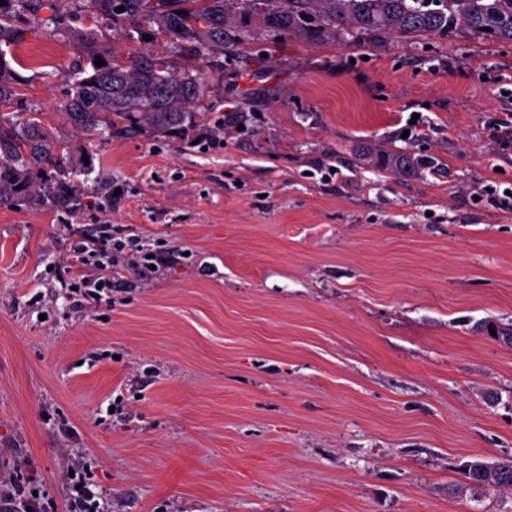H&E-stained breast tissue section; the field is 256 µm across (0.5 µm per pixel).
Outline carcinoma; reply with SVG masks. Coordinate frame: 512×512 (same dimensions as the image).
Returning <instances> with one entry per match:
<instances>
[{
    "label": "carcinoma",
    "instance_id": "carcinoma-1",
    "mask_svg": "<svg viewBox=\"0 0 512 512\" xmlns=\"http://www.w3.org/2000/svg\"><path fill=\"white\" fill-rule=\"evenodd\" d=\"M46 0H4L0 5V205L23 199L40 206L46 197L59 205L80 201L88 174L84 144L114 130L128 134L152 130L187 141L196 125L189 108L202 95L203 79L172 72L170 58L143 55L125 61L105 45L106 30L117 22L140 27V34L167 35L182 50L224 51L238 46L256 29L274 36L327 41L336 33L354 40L370 36L402 39L444 37L465 27L475 34L512 42V0H95L97 16L90 26L67 29L82 63L67 75L64 103L68 122L83 143L63 145L23 98V82L14 66H23L1 46L14 47L32 29H47L54 17H43ZM106 65H97V59ZM378 164L397 174H416L424 160L408 153L386 152ZM478 329L512 347V324L492 319ZM464 477L478 488L512 489V459L467 462Z\"/></svg>",
    "mask_w": 512,
    "mask_h": 512
}]
</instances>
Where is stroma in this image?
<instances>
[{"label":"stroma","instance_id":"35a3bbf8","mask_svg":"<svg viewBox=\"0 0 512 512\" xmlns=\"http://www.w3.org/2000/svg\"><path fill=\"white\" fill-rule=\"evenodd\" d=\"M194 140L89 142L78 205L0 206V484L66 512H512L466 461L512 457V43L255 33L189 56ZM24 97L60 140L80 51L27 34ZM425 159L406 178L376 167ZM136 238L111 295L78 247ZM377 160L381 168L397 174H416L424 165L423 159L415 158L408 153L394 151L381 154Z\"/></svg>","mask_w":512,"mask_h":512}]
</instances>
